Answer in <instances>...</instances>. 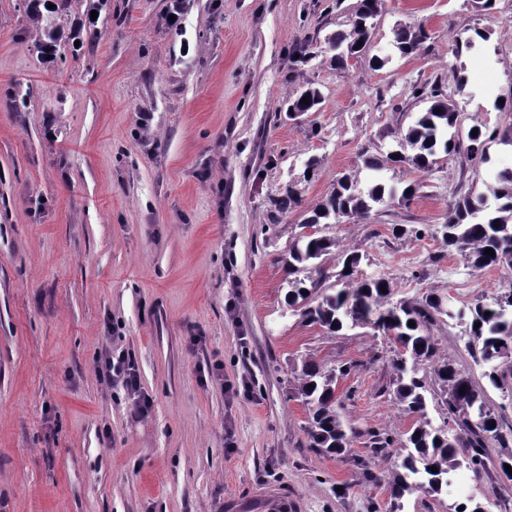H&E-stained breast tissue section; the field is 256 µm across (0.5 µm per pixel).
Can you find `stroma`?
Instances as JSON below:
<instances>
[{"label": "stroma", "instance_id": "stroma-1", "mask_svg": "<svg viewBox=\"0 0 512 512\" xmlns=\"http://www.w3.org/2000/svg\"><path fill=\"white\" fill-rule=\"evenodd\" d=\"M42 2L64 63L41 59L27 0H0V512H226L229 497L266 512L269 486L301 512H454L471 496L512 512L497 470L512 441H490L480 474L461 469L448 492L392 505L394 460L370 433L413 422L394 398L393 341L370 327L329 334L286 301L305 214L342 175L368 186L360 154L391 149L424 109L413 86L455 102L459 133L512 131L495 105L512 96V0H383L366 53L342 69L327 38L360 0ZM401 25L428 35L414 54L392 49ZM477 29L487 40L457 49ZM308 87L320 104L289 113ZM505 167L502 144L485 164L441 154L428 173L392 167L389 184H418L413 200L321 233L359 252V276L391 281L393 301H491L512 268L474 269L439 229L459 197H492ZM291 182L301 204L278 212ZM397 224L426 235L394 236ZM430 333L480 382L465 322L442 314ZM107 350L132 356L138 395L118 377L100 384ZM307 360L338 375L343 454L310 445Z\"/></svg>", "mask_w": 512, "mask_h": 512}]
</instances>
